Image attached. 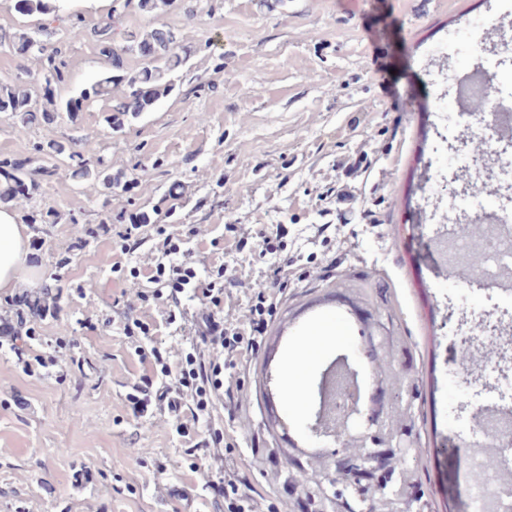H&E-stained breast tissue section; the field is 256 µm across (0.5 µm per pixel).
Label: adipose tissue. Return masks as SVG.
I'll return each instance as SVG.
<instances>
[{
    "label": "adipose tissue",
    "instance_id": "ef3b65f1",
    "mask_svg": "<svg viewBox=\"0 0 512 512\" xmlns=\"http://www.w3.org/2000/svg\"><path fill=\"white\" fill-rule=\"evenodd\" d=\"M26 227L15 211L0 210V292L16 288L20 280L35 281L38 271L29 265Z\"/></svg>",
    "mask_w": 512,
    "mask_h": 512
}]
</instances>
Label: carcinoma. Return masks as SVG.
<instances>
[{
  "label": "carcinoma",
  "instance_id": "carcinoma-1",
  "mask_svg": "<svg viewBox=\"0 0 512 512\" xmlns=\"http://www.w3.org/2000/svg\"><path fill=\"white\" fill-rule=\"evenodd\" d=\"M175 0H112L110 14L105 22L92 30L105 71L100 79L82 89L75 99L65 102L51 92V88L66 82V62L58 49L47 51L46 46L35 39L29 32L17 29L11 33H0V44L11 47L20 56L37 53L43 58L40 81L44 85V103L41 107L33 106L29 89V75L20 73L12 78L0 80V114H6L24 128L36 121L45 124L54 122L60 112H67L76 117L82 111V103L88 101H105V122L114 132L123 131L133 120L153 110L163 98L173 94L177 86L179 70L188 60L200 52L202 47L189 40L185 33H176L165 27L145 28L130 31L122 28V21L131 8L144 17L154 18L173 5ZM19 12L25 15H46L53 11L50 0H17ZM123 41L127 53L137 56L141 66L129 70L115 68L111 65L112 50L117 40ZM499 75L490 73L481 83V91L473 99L468 111L477 117L487 112L499 91ZM465 148L472 154L474 162L483 164L491 154V148L484 141L468 139ZM35 151L46 155H68L71 161L72 175L91 181L102 188L103 195L110 197L119 193L127 194L135 188L136 181L127 177L126 172L109 171L103 163L95 166L87 162L86 156L94 153L91 143H83L82 150L71 149L68 141H51L45 145L35 146ZM39 173L45 177L57 174V168L29 170L24 163L15 160L0 159V207H8L13 202L29 196L37 187L33 175ZM457 185L474 196L489 195L499 197V191L488 190L493 182L492 171L480 179L473 176L470 169L458 168L454 171ZM459 237L475 239L488 234V228L479 221L456 224ZM486 254L467 251L464 257L448 267V280L453 283H466L468 274L474 268H483ZM497 347L492 341L484 343L478 350L472 342L460 344L456 351V362L465 377L479 375L481 363L496 354Z\"/></svg>",
  "mask_w": 512,
  "mask_h": 512
}]
</instances>
